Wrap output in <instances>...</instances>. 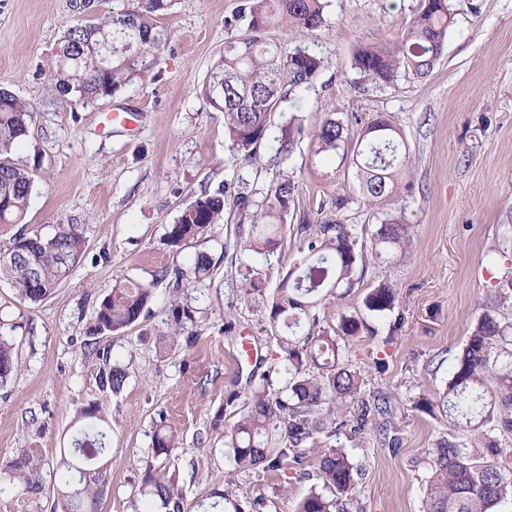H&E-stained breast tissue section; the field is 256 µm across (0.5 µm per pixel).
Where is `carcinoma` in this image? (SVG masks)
<instances>
[{"mask_svg":"<svg viewBox=\"0 0 512 512\" xmlns=\"http://www.w3.org/2000/svg\"><path fill=\"white\" fill-rule=\"evenodd\" d=\"M170 0H127L123 7L99 23H75L64 32L52 73V88L70 101H96L114 95L150 74L156 67L167 38L157 18ZM328 0H242L235 21H247L245 33L224 43L202 85L210 106L224 113L231 150L248 162L265 143L272 117L293 93L311 85L324 68L321 56L307 47L290 50L265 39L275 26L309 34L325 23ZM450 0H420L407 32L399 43L374 38L360 44L353 65L362 77L376 84L392 85L401 72L427 76L440 59L453 23ZM112 44V71L100 69L91 50ZM36 111L11 91L0 88V282L9 283L23 301L39 303L66 282L83 257L86 241L77 225L59 224L45 235H29L19 227L26 218L32 194L30 171L13 158L17 143L27 138ZM300 125L290 119L273 137L272 160L288 161L297 145ZM340 121H326L315 135L316 153L334 157L347 152ZM400 130L382 116L370 121L352 153L358 168L360 189L367 205L376 208L378 224L372 234L383 251H400L408 227L400 216L382 208L392 196L405 166ZM296 186L283 180L267 190L226 188L202 191L171 225L167 239L172 246L207 234L221 219L224 208L237 214L239 223L249 222L244 248L266 254L279 244L291 209ZM320 236L309 241L307 254L282 277L273 297L269 316L282 322L288 334L279 343L285 382L278 393L269 394L261 380L245 401L240 419L224 432V445L233 458L232 480L238 472L258 468L274 472L290 464L304 476L299 450L323 435L330 439L343 429L361 434L369 421L383 413L381 398L360 397L361 374L340 358L337 337L354 336L360 330L355 317L341 319L337 330L318 327L311 314L321 291L343 296L355 285L357 265L365 262L363 250L346 224L323 222ZM212 259L198 254L192 263L195 281L211 278ZM146 284L119 280L100 302L91 336L122 334L136 326L152 300ZM395 294L381 283L367 295L371 312L393 307ZM174 338L194 322L193 310L177 309ZM18 325L0 310V387L18 370L14 336ZM127 377L114 364L99 374V384L114 394ZM357 401L355 420L336 418V403ZM437 406L448 422L469 431L467 439L442 437L429 450L433 474L427 484L424 512H498L512 502V319L483 314L474 324L462 353L456 358L447 388ZM81 423L71 448L60 451L56 462L59 486L53 512H99L108 487L107 456L112 452L111 427L102 408L90 403L76 412ZM179 435L164 425L154 435L153 452L171 462ZM43 457L37 448H22L0 475V497L16 490L34 493L42 487ZM362 467L343 448L323 450L317 464L322 490L313 487L298 503L296 512H348L343 497L355 486ZM333 493L328 497L324 491ZM133 512H185L184 495L173 481L145 479L134 501Z\"/></svg>","mask_w":512,"mask_h":512,"instance_id":"carcinoma-1","label":"carcinoma"}]
</instances>
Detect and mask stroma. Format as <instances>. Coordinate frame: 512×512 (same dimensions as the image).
I'll use <instances>...</instances> for the list:
<instances>
[{
    "label": "stroma",
    "mask_w": 512,
    "mask_h": 512,
    "mask_svg": "<svg viewBox=\"0 0 512 512\" xmlns=\"http://www.w3.org/2000/svg\"><path fill=\"white\" fill-rule=\"evenodd\" d=\"M239 3L171 0L158 18L167 37L158 77L81 106L52 89L57 45L75 19H104L117 0H91L83 11L75 0H0V88L36 111L15 154L34 179L26 231L76 224L86 240L71 276L41 303L21 301L0 282V308L20 324L18 372L0 387V468L21 448L41 449L44 459L40 494L1 497L0 512H51L56 458L71 445L77 409L93 401L112 428L100 512H132L134 491L159 466L182 489L185 512H199L216 487L243 512H295L310 482L291 468L225 481L233 462L222 432L261 380L274 392L283 386L281 329L268 303L302 257L304 225L334 220L363 246L372 243L375 221L355 165L317 155L314 134L333 118L353 144L379 114L406 147L390 205L409 241L403 252L358 265L349 295L324 296L315 313L324 327L344 316L364 320L358 335L340 339L341 352L361 373L362 396L388 400L364 434L335 441L363 466L351 512H423L429 451L453 429L431 405L472 324L497 312L512 279V0H452L455 24L433 71L393 86L364 80L353 56L373 37L400 42L420 0H330L326 24L308 36L270 29L267 40L308 47L324 60L313 85L295 95L303 134L280 165L266 146L252 162L237 161L223 113L200 92L225 41L245 30L233 20ZM110 112L129 113V123L108 124ZM286 178L297 185L296 207L273 253L244 250L248 230L230 213L206 236L168 245L169 225L202 190L245 182L263 191ZM202 252L215 264L211 280L174 291L172 271L189 270ZM247 276L263 292L245 294ZM123 278L151 285L149 310L131 330L88 350L96 310ZM383 281L396 300L375 314L365 298ZM179 305L193 309L198 337L174 351L165 340ZM246 338L258 353L252 362L239 355ZM116 362L128 378L115 395L100 389L98 373ZM163 422L179 433L177 460L166 467L152 452Z\"/></svg>",
    "instance_id": "stroma-1"
}]
</instances>
